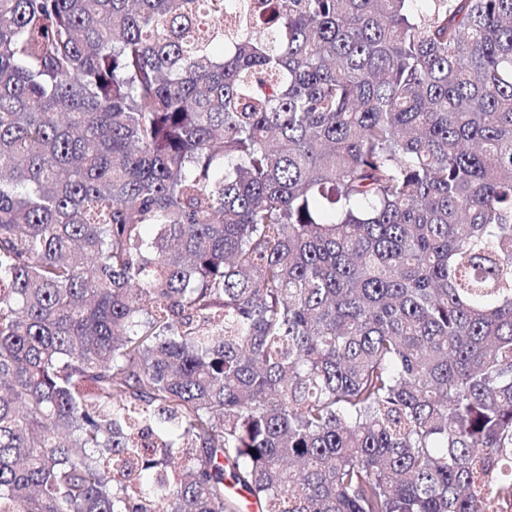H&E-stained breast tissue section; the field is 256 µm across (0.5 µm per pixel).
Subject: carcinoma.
Here are the masks:
<instances>
[{
  "label": "carcinoma",
  "instance_id": "1",
  "mask_svg": "<svg viewBox=\"0 0 512 512\" xmlns=\"http://www.w3.org/2000/svg\"><path fill=\"white\" fill-rule=\"evenodd\" d=\"M512 501V0H0V512Z\"/></svg>",
  "mask_w": 512,
  "mask_h": 512
}]
</instances>
